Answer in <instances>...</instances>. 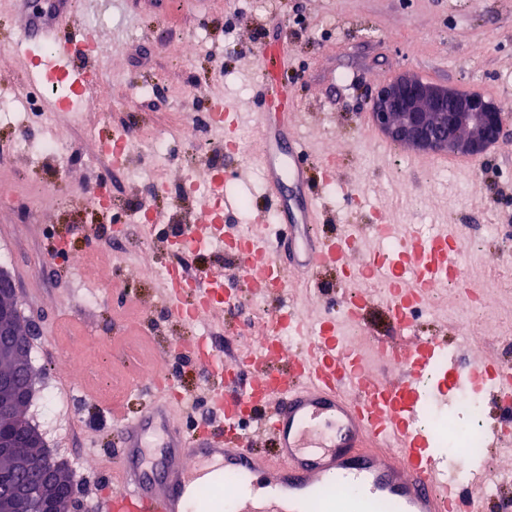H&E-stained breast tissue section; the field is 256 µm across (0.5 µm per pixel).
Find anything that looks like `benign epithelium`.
Listing matches in <instances>:
<instances>
[{
    "mask_svg": "<svg viewBox=\"0 0 512 512\" xmlns=\"http://www.w3.org/2000/svg\"><path fill=\"white\" fill-rule=\"evenodd\" d=\"M370 119L398 146L416 152L480 156L501 140L512 114L478 93L399 75L371 97ZM32 331L20 315L10 272L0 267V457L11 467L41 475L33 512H57L61 502L74 507L78 490L60 487L67 464L47 449L42 433L23 418L36 391L29 359ZM36 448L35 454L21 452ZM26 489L0 492V512H22Z\"/></svg>",
    "mask_w": 512,
    "mask_h": 512,
    "instance_id": "obj_1",
    "label": "benign epithelium"
}]
</instances>
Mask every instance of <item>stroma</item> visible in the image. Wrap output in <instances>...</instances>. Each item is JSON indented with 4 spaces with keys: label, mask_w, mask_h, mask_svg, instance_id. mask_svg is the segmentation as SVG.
I'll list each match as a JSON object with an SVG mask.
<instances>
[{
    "label": "stroma",
    "mask_w": 512,
    "mask_h": 512,
    "mask_svg": "<svg viewBox=\"0 0 512 512\" xmlns=\"http://www.w3.org/2000/svg\"><path fill=\"white\" fill-rule=\"evenodd\" d=\"M72 19L95 23L99 53L92 64L111 85L105 97L87 89L78 113L127 135L128 162L140 170L139 181L107 163L89 168L86 159L100 146L75 122L78 113L30 94L32 61L13 50L24 17L16 0H0V92L26 96L31 111L23 125L0 122V190L6 194L0 266L12 273L21 315L36 330L30 356L38 383L27 415L50 450L70 464L80 489L73 512H88L101 486L119 488L112 480L121 452L112 405L123 401L129 412L139 410L133 373L164 372L184 389L193 407H175L172 416L191 432L210 415L213 386L192 350L196 325L182 321L161 288L141 277L140 229L127 240L112 239L116 226L128 223V210L90 215L81 200L102 191L134 200L153 195L155 175L163 173L167 192L154 196V207L167 221L148 236L158 261L172 255L177 226L195 217L193 200L181 193L192 167L224 174L233 228L249 224L262 231L275 223L254 140L257 114L268 106L258 83L261 47H287L282 79L297 104L296 130L308 163L336 168L334 180L318 187L327 225L348 234L362 224H413L424 234L458 235L476 245L462 266L463 284L441 290L433 313L416 311L415 332L448 336L470 360L512 364V250L506 247L512 131L474 168L459 166L454 156L435 166L427 154L365 133L371 92L401 73L481 93L512 113V0H78ZM133 87L149 90L134 114L122 107ZM218 102L245 115L239 158H227V134L205 120ZM143 129L171 135L165 164L144 152ZM47 133L67 140L63 161L36 162L20 148L22 139ZM38 185L51 202L36 212L29 191ZM244 198L251 201L245 212L238 207ZM489 222L498 226L496 238L485 232ZM62 240L83 255L82 267L57 256ZM288 282L287 300L314 323L327 306L341 307L366 286L359 279L344 286L337 275L319 289L297 276ZM467 290L483 298L493 318L489 325L474 321L472 339L462 337L453 318ZM248 316L244 308H213L209 321L220 352L258 347L261 334ZM84 355L92 358L89 373L72 385L70 361ZM52 395L64 398L62 408L48 407ZM448 470L484 471L512 482V436L480 462L449 454Z\"/></svg>",
    "instance_id": "stroma-1"
}]
</instances>
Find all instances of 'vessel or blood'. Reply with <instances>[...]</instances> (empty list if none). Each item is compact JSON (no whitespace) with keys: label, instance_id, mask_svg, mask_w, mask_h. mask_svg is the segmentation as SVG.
I'll return each instance as SVG.
<instances>
[{"label":"vessel or blood","instance_id":"b4317fda","mask_svg":"<svg viewBox=\"0 0 512 512\" xmlns=\"http://www.w3.org/2000/svg\"><path fill=\"white\" fill-rule=\"evenodd\" d=\"M66 7L47 13L31 10L15 48L51 42L61 53L59 71L81 87L93 74L82 47L86 31L66 19ZM266 74L265 91L272 100L288 99L285 85L272 74L282 56L260 53ZM294 116L258 127L262 152L258 157L270 206L281 215L274 234L256 236L251 250L260 260L251 268L254 282L285 283V271L309 277L344 271L358 237L326 236L318 228L316 185L309 175L297 137ZM457 239L436 234L424 237L406 228L400 250L380 255L371 278L381 280L384 296L373 294L343 316L311 323L285 302L284 292L262 320L265 339L258 350L226 359L212 344L202 347V359L214 383L211 415L195 437H188L171 419V402L149 379L151 393L141 408L119 427L122 448L118 473L122 488L95 504V512H190L193 475L219 469L225 476L250 484L252 493L234 492L232 512H347L343 503L325 499L319 491L336 486L354 489L359 502L385 499L399 512H482L479 497L487 478L460 481L448 472V457L436 448V437L425 424L429 388L448 393L475 384L480 365L466 362L450 350L447 338L412 337V312L435 283L460 278ZM179 273L164 283L167 303L182 320L199 318L198 305L185 306ZM222 268L199 274L200 300L224 290ZM387 311L403 344L378 341L386 359L402 363L383 382L376 378L360 350L348 349L341 337L345 323L363 319L372 305ZM301 340L304 349L286 356L284 335ZM496 410L488 428L490 447L512 428V372H497L487 387ZM259 426L272 443L270 451L254 448L245 422Z\"/></svg>","mask_w":512,"mask_h":512}]
</instances>
